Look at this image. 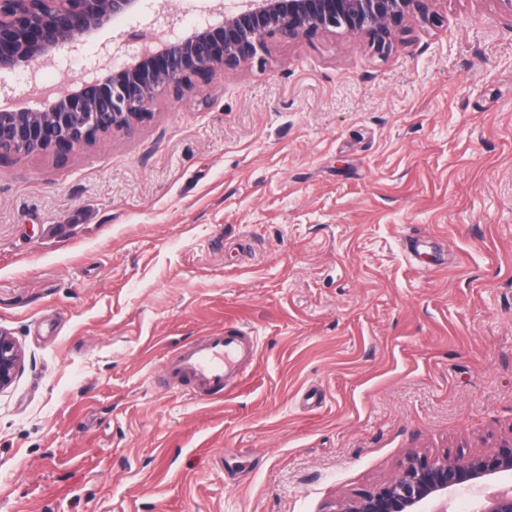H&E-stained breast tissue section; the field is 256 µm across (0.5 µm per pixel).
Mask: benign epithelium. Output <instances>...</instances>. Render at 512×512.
<instances>
[{
	"label": "benign epithelium",
	"mask_w": 512,
	"mask_h": 512,
	"mask_svg": "<svg viewBox=\"0 0 512 512\" xmlns=\"http://www.w3.org/2000/svg\"><path fill=\"white\" fill-rule=\"evenodd\" d=\"M144 0H0V79L38 71L79 54L81 39L115 22H129ZM436 0H230L222 19L175 31L152 29L123 65L102 56L74 79L66 94L39 92L28 100L0 97V158L45 154L65 164L103 135H130L149 120V104L166 94L201 89L219 72L266 65L273 41L295 42L343 28L364 34L375 52L413 19L434 17ZM24 368L16 339L0 331V392ZM512 472V435L466 457L412 453L385 482L340 505L337 512H447L448 498L468 493V512H512V487L484 490Z\"/></svg>",
	"instance_id": "1"
}]
</instances>
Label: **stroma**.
Wrapping results in <instances>:
<instances>
[{
  "label": "stroma",
  "mask_w": 512,
  "mask_h": 512,
  "mask_svg": "<svg viewBox=\"0 0 512 512\" xmlns=\"http://www.w3.org/2000/svg\"><path fill=\"white\" fill-rule=\"evenodd\" d=\"M223 0H147L192 25ZM160 97L133 135L0 161V512H335L412 452L512 434V14L437 0ZM143 29L40 73L64 94ZM224 396L164 361L220 327ZM24 368V355L16 339L0 331V392L13 385Z\"/></svg>",
  "instance_id": "35a3bbf8"
}]
</instances>
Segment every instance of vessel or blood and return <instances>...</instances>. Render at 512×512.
<instances>
[{"mask_svg":"<svg viewBox=\"0 0 512 512\" xmlns=\"http://www.w3.org/2000/svg\"><path fill=\"white\" fill-rule=\"evenodd\" d=\"M256 351L253 337L241 329L220 330L179 348L168 359L165 370L175 379L191 382L197 396H218Z\"/></svg>","mask_w":512,"mask_h":512,"instance_id":"vessel-or-blood-1","label":"vessel or blood"}]
</instances>
